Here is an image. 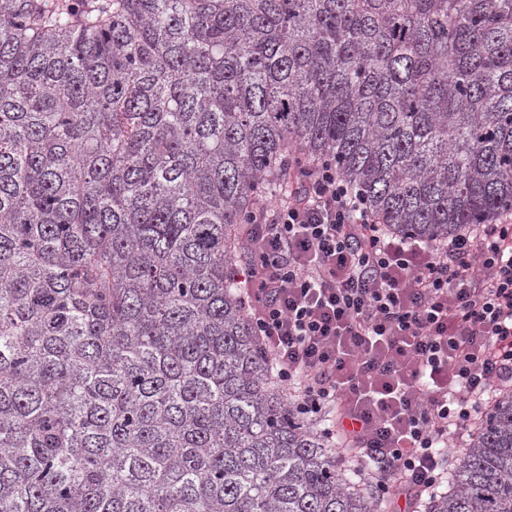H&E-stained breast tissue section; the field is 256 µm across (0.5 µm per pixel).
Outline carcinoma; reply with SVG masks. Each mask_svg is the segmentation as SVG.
<instances>
[{
    "instance_id": "carcinoma-1",
    "label": "carcinoma",
    "mask_w": 512,
    "mask_h": 512,
    "mask_svg": "<svg viewBox=\"0 0 512 512\" xmlns=\"http://www.w3.org/2000/svg\"><path fill=\"white\" fill-rule=\"evenodd\" d=\"M395 235L512 209V0H0V512H385L236 267L293 163ZM418 512H512V386Z\"/></svg>"
}]
</instances>
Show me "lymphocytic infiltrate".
Returning a JSON list of instances; mask_svg holds the SVG:
<instances>
[{
	"label": "lymphocytic infiltrate",
	"mask_w": 512,
	"mask_h": 512,
	"mask_svg": "<svg viewBox=\"0 0 512 512\" xmlns=\"http://www.w3.org/2000/svg\"><path fill=\"white\" fill-rule=\"evenodd\" d=\"M245 252L252 326L301 412L344 435L380 496L439 487L449 437L512 383V223L410 242L324 160L258 206Z\"/></svg>",
	"instance_id": "f902f5d3"
}]
</instances>
